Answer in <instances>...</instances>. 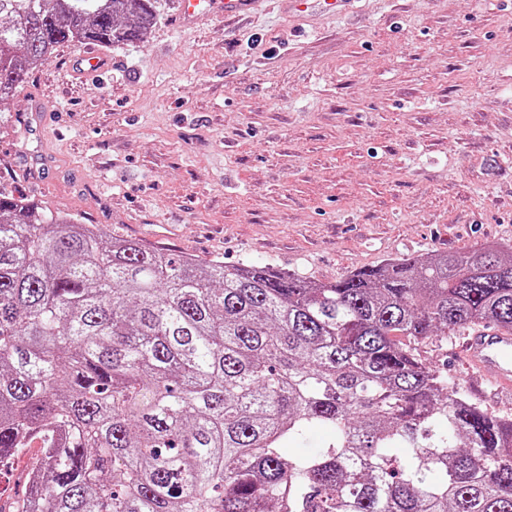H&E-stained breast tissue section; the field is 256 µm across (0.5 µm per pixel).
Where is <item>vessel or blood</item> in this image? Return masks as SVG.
I'll use <instances>...</instances> for the list:
<instances>
[{"mask_svg":"<svg viewBox=\"0 0 512 512\" xmlns=\"http://www.w3.org/2000/svg\"><path fill=\"white\" fill-rule=\"evenodd\" d=\"M258 0H179V16L186 25L201 17L244 13ZM467 367L491 372L499 390L512 393V333L485 325L466 335L462 343Z\"/></svg>","mask_w":512,"mask_h":512,"instance_id":"obj_1","label":"vessel or blood"}]
</instances>
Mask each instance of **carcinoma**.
<instances>
[{"instance_id":"obj_1","label":"carcinoma","mask_w":512,"mask_h":512,"mask_svg":"<svg viewBox=\"0 0 512 512\" xmlns=\"http://www.w3.org/2000/svg\"><path fill=\"white\" fill-rule=\"evenodd\" d=\"M155 22L156 0H0V102L57 46ZM481 324L512 332L498 245L312 283L1 186L0 463L39 455L0 512H512V418L415 353Z\"/></svg>"}]
</instances>
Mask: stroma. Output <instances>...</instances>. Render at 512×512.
Segmentation results:
<instances>
[{
	"instance_id": "35a3bbf8",
	"label": "stroma",
	"mask_w": 512,
	"mask_h": 512,
	"mask_svg": "<svg viewBox=\"0 0 512 512\" xmlns=\"http://www.w3.org/2000/svg\"><path fill=\"white\" fill-rule=\"evenodd\" d=\"M144 41L78 46L0 105V186L105 233L312 282L404 256L512 246V0H259ZM45 105L41 131L26 124ZM458 337L416 348L512 416Z\"/></svg>"
}]
</instances>
